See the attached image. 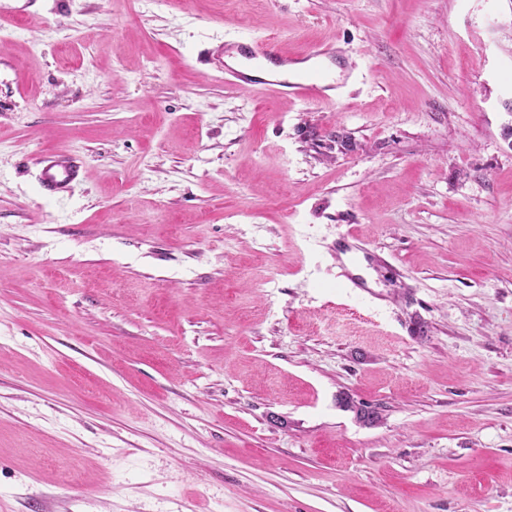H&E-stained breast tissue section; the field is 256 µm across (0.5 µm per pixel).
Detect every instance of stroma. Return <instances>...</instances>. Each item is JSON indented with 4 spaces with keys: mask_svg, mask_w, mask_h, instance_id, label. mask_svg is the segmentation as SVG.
<instances>
[{
    "mask_svg": "<svg viewBox=\"0 0 512 512\" xmlns=\"http://www.w3.org/2000/svg\"><path fill=\"white\" fill-rule=\"evenodd\" d=\"M0 4V512H512V0ZM230 50H235L248 61L260 62L265 60L286 67L305 64L312 60L328 59L331 62H336V67L341 71L335 75L327 70L298 71L292 74L288 68V77L266 78L251 75L240 67L230 66L224 62V57L221 58ZM217 58L219 63L217 68L224 71V79L246 87L258 86L274 96L298 100L320 99L332 102L336 99V91L346 85L345 65L340 51L332 45H316L303 55L291 56L288 55L282 41L274 36L239 38L231 43H226ZM79 176V166L63 159L60 155H51L42 162L40 184L50 195L61 196L68 193Z\"/></svg>",
    "mask_w": 512,
    "mask_h": 512,
    "instance_id": "35a3bbf8",
    "label": "stroma"
}]
</instances>
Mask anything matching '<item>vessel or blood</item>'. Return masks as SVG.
Segmentation results:
<instances>
[{
  "label": "vessel or blood",
  "mask_w": 512,
  "mask_h": 512,
  "mask_svg": "<svg viewBox=\"0 0 512 512\" xmlns=\"http://www.w3.org/2000/svg\"><path fill=\"white\" fill-rule=\"evenodd\" d=\"M228 50L236 51L241 57L253 62L269 61L279 66H296L294 74L284 78H266L252 75L242 68L220 63L226 80L246 87H259L268 93L298 100L320 99L333 101L336 91L346 84L344 73H330L326 70L301 71V64L312 60L327 59L341 62L337 48L331 45H317L300 56L288 55L281 40L273 36L241 38L227 45ZM79 176L76 163L51 155L42 162L40 184L51 195L61 196L68 193Z\"/></svg>",
  "instance_id": "1"
}]
</instances>
